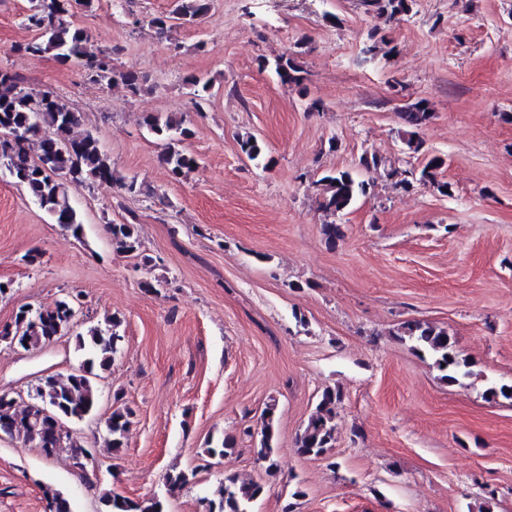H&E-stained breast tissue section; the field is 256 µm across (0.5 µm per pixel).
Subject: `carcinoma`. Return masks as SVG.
Wrapping results in <instances>:
<instances>
[{"instance_id": "carcinoma-1", "label": "carcinoma", "mask_w": 512, "mask_h": 512, "mask_svg": "<svg viewBox=\"0 0 512 512\" xmlns=\"http://www.w3.org/2000/svg\"><path fill=\"white\" fill-rule=\"evenodd\" d=\"M368 14L400 19L413 10L415 0H361ZM209 8V0H175L174 9L150 19V24L165 34L177 27V22L192 24ZM29 27L37 31L32 40L22 49L30 55H52L59 63L67 65L76 61L85 66L97 82L108 84L120 81L131 91L139 90V76L131 71H114L112 57L107 53L98 56L87 52L88 35L72 20L71 0H50L40 5L33 3L27 16ZM274 70L280 82L303 93L306 91L304 70L293 52L281 56L274 62ZM183 84L193 94L204 99L211 94L212 83L196 75L184 77ZM402 118L411 129H418L430 119L427 103L418 100L402 113ZM77 117L53 91H42L37 95L26 93L20 87L17 75L0 71V132L18 134L11 140L0 139V166L8 171L17 183L23 185L41 209L47 212L73 236L80 237L83 224L70 204L66 183L111 182L114 180L112 161L101 149L92 134L74 135ZM147 133L167 142L163 161L170 174L178 178L194 169L198 164L195 155L179 147V143L191 135L183 126V120L169 117L162 120L148 116L144 120ZM37 152H32V147ZM241 151L252 161L265 159L263 144L254 136L241 141ZM445 160L440 156L427 159L419 173L409 170L390 169L386 177L394 186L404 190L419 182L429 184L440 193L450 191L446 182L437 180L438 171ZM323 187L324 209L342 213L355 200L368 193L371 183L350 170L325 174L317 180ZM112 239L125 252L137 259L136 266L149 270L154 259L139 251L140 245L135 224H111ZM74 300L65 297L54 306L35 308L27 306L15 314L13 322L0 330V341L17 345L23 349L38 348L49 344L62 332L70 329ZM120 320L111 317L105 327H93L85 334L76 335V345L85 352L86 358L79 369L62 378L47 375L41 379L32 401L22 410L15 400L4 401L0 397V433L11 438H37L42 454L55 455L61 451L69 453L77 468L87 465L89 450L73 439L69 432L61 431L51 423L57 418L66 423L80 421L95 412L98 393L94 384L97 372L112 366L119 352L123 336L118 332ZM397 336L412 343V348L429 355L435 366L443 372L442 379L450 385L460 383L470 375V363L461 358L455 341L448 329L439 328L420 321H406L397 328ZM119 402L108 417L106 427L107 447L119 450L124 445L126 434L133 423L134 410ZM341 402V393L334 389L323 391L315 412L308 418L296 440L297 452L301 455L323 456L336 444V405ZM275 405L266 406L263 412L262 432L258 459L267 463L266 471L276 468L274 459ZM235 439L225 436L210 442L203 449V456L210 459L208 465L220 460L232 451ZM197 470H179L166 476L167 493L174 495L195 482ZM265 487L257 481L240 480L234 476L224 478L213 498H205L209 512H251L253 501L264 493ZM102 504L105 512H165V502L156 497L131 500L119 494L104 493Z\"/></svg>"}]
</instances>
